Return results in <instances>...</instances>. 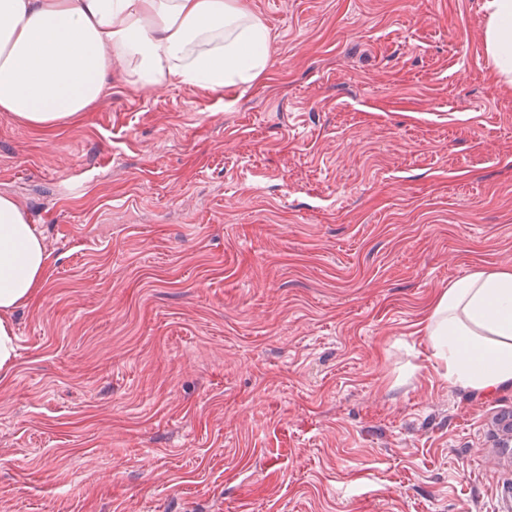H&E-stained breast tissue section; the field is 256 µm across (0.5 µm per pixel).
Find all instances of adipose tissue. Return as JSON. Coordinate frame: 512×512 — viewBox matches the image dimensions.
<instances>
[{"label": "adipose tissue", "instance_id": "1", "mask_svg": "<svg viewBox=\"0 0 512 512\" xmlns=\"http://www.w3.org/2000/svg\"><path fill=\"white\" fill-rule=\"evenodd\" d=\"M484 45L512 84V0H485ZM269 31L236 0H0V112L51 132L109 93L112 76L150 91H210L255 81ZM50 256L23 207L0 195V374L15 357L8 314L45 285ZM422 333L450 385L512 383V267L449 283Z\"/></svg>", "mask_w": 512, "mask_h": 512}]
</instances>
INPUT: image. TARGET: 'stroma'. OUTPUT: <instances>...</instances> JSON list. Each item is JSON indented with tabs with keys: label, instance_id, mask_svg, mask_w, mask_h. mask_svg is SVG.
<instances>
[{
	"label": "stroma",
	"instance_id": "35a3bbf8",
	"mask_svg": "<svg viewBox=\"0 0 512 512\" xmlns=\"http://www.w3.org/2000/svg\"><path fill=\"white\" fill-rule=\"evenodd\" d=\"M238 2L251 84L0 112L51 257L10 316L0 512H512V384L449 386L419 336L512 267L485 0Z\"/></svg>",
	"mask_w": 512,
	"mask_h": 512
}]
</instances>
